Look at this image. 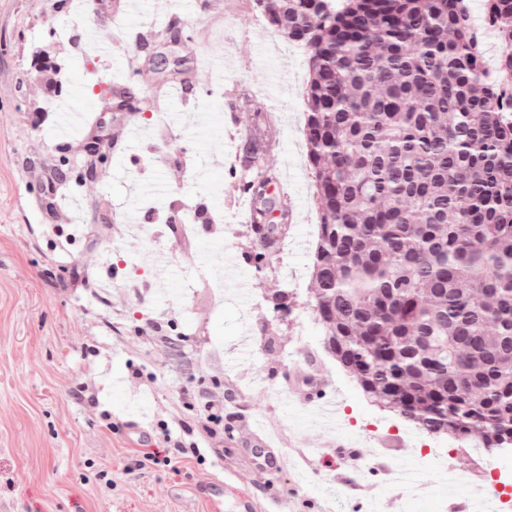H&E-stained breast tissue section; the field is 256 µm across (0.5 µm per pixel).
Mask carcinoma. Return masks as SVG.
<instances>
[{"label": "carcinoma", "instance_id": "carcinoma-1", "mask_svg": "<svg viewBox=\"0 0 512 512\" xmlns=\"http://www.w3.org/2000/svg\"><path fill=\"white\" fill-rule=\"evenodd\" d=\"M309 60L311 299L363 392L512 447V0L493 75L464 0H257Z\"/></svg>", "mask_w": 512, "mask_h": 512}]
</instances>
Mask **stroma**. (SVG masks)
I'll return each mask as SVG.
<instances>
[{
  "label": "stroma",
  "mask_w": 512,
  "mask_h": 512,
  "mask_svg": "<svg viewBox=\"0 0 512 512\" xmlns=\"http://www.w3.org/2000/svg\"><path fill=\"white\" fill-rule=\"evenodd\" d=\"M130 0H99L86 26L71 25L61 0H0V512H208L224 486V512H496L512 451L435 436L369 399L322 345L309 306L318 211L303 137L307 65L282 43L256 0H142L133 45L104 56L86 32L112 37ZM70 26L68 41H50ZM186 34L178 74L157 70L171 31ZM54 43L58 69L36 65ZM187 93L186 126L149 121L171 111V86ZM132 109L115 112L113 97ZM146 189L121 178L133 143ZM112 143L95 180L73 187L81 222L51 215L46 184L61 158H78L95 136ZM206 166L208 182L194 170ZM266 176L288 230L263 269L249 260L257 238L241 179ZM148 219L128 231L126 214ZM210 232L178 235L168 216ZM233 260L248 290L209 281ZM115 267L122 275L111 282ZM288 296L280 318L273 298ZM264 389H255V380ZM339 401L343 438L315 426L289 387ZM219 400L218 422L205 399ZM197 446L200 459L141 467L155 449ZM421 469L426 489L392 488L383 468ZM461 478L446 483L449 470Z\"/></svg>",
  "instance_id": "1"
}]
</instances>
